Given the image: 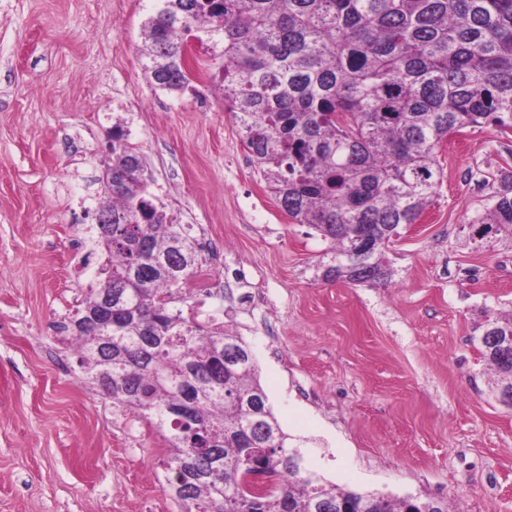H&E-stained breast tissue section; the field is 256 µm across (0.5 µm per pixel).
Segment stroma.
Masks as SVG:
<instances>
[{
  "mask_svg": "<svg viewBox=\"0 0 512 512\" xmlns=\"http://www.w3.org/2000/svg\"><path fill=\"white\" fill-rule=\"evenodd\" d=\"M153 0H0V512H179L165 440L149 419L81 383L48 327L72 317L105 260L94 184L112 127L133 123L150 193L202 251L187 281L203 327L248 344L283 431L338 487L512 512V407L481 358L490 316L512 315V237L474 236L512 138L449 135L443 180L385 256L386 286L326 282L327 244L292 223L211 85L210 51L187 56L194 91L157 88L141 26ZM257 305L233 308L224 283Z\"/></svg>",
  "mask_w": 512,
  "mask_h": 512,
  "instance_id": "obj_1",
  "label": "stroma"
}]
</instances>
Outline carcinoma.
<instances>
[{"label":"carcinoma","instance_id":"carcinoma-1","mask_svg":"<svg viewBox=\"0 0 512 512\" xmlns=\"http://www.w3.org/2000/svg\"><path fill=\"white\" fill-rule=\"evenodd\" d=\"M142 25L154 84L193 89L181 53L191 37L212 55L224 104L280 208L330 242L322 279L384 285V249L414 224L443 178L452 133H512V0H160ZM112 192L97 209L107 255L97 288L70 320L83 381L169 431L162 466L182 512H448L444 504L342 490L303 464L236 332L204 329L171 308L200 246L149 198L147 160L112 128ZM478 233L512 234V175ZM372 252L360 255L358 232ZM480 343L512 377V317H492ZM262 463L275 483L242 491Z\"/></svg>","mask_w":512,"mask_h":512}]
</instances>
